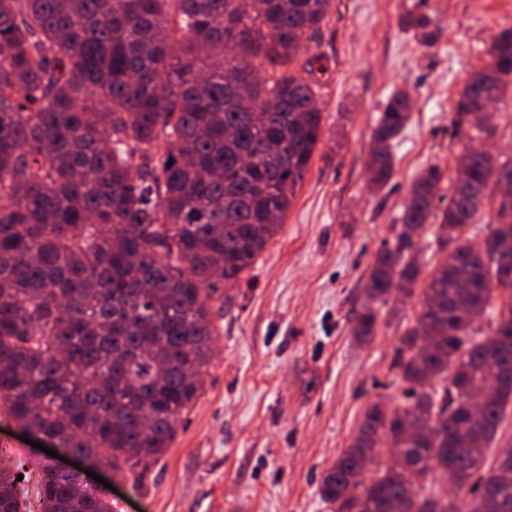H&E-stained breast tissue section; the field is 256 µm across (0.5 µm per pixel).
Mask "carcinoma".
Masks as SVG:
<instances>
[{
	"label": "carcinoma",
	"instance_id": "1",
	"mask_svg": "<svg viewBox=\"0 0 512 512\" xmlns=\"http://www.w3.org/2000/svg\"><path fill=\"white\" fill-rule=\"evenodd\" d=\"M329 2L0 0V404L23 429L134 476L164 455L202 389L216 283L239 285L276 236L323 136L304 77L321 56L299 54ZM401 24L435 45L427 14L408 11ZM488 55L492 78L480 69L458 93L456 133L496 134L478 111L512 92V28ZM265 62L283 70L263 77ZM411 112L405 90L382 108L367 164L378 189L393 178L392 140ZM504 173L512 158L462 153L442 211L439 167L412 182L352 335L375 336L376 304L393 282L414 295L433 221L442 257L391 362L402 402L372 403L322 476L331 512H512V454L487 457L512 406ZM489 205L494 221L474 246L466 234ZM495 288L507 296L492 309ZM493 378L495 393L474 411ZM381 435L417 482L375 462ZM372 462L375 474L358 480ZM36 467L41 512H112L51 459ZM5 472L0 461V512H19L28 490Z\"/></svg>",
	"mask_w": 512,
	"mask_h": 512
}]
</instances>
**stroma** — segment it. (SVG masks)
<instances>
[{
	"instance_id": "35a3bbf8",
	"label": "stroma",
	"mask_w": 512,
	"mask_h": 512,
	"mask_svg": "<svg viewBox=\"0 0 512 512\" xmlns=\"http://www.w3.org/2000/svg\"><path fill=\"white\" fill-rule=\"evenodd\" d=\"M413 0H330L312 33L324 134L279 233L224 300L210 302L213 356L203 388L160 461L140 477L109 473L117 512H331L321 477L373 402L400 401L389 365L420 308L378 305L373 340L351 321L368 268L401 224L415 177L454 171L471 140L451 134L453 104L487 50L512 26V0H425L439 37L423 48L400 24ZM413 112L393 141L395 173L373 190L366 166L393 91Z\"/></svg>"
}]
</instances>
